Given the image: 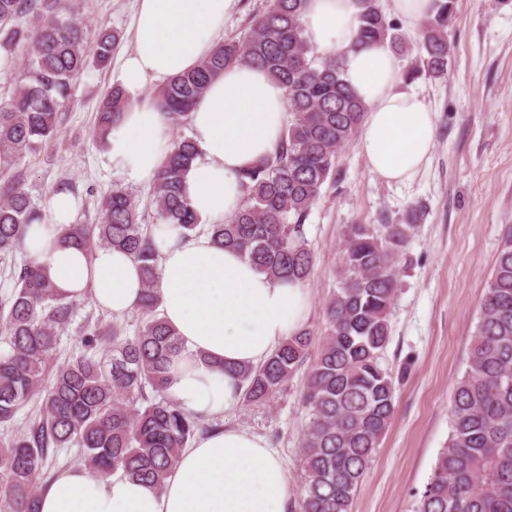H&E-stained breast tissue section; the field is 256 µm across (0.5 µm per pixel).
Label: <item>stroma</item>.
<instances>
[{
  "instance_id": "obj_1",
  "label": "stroma",
  "mask_w": 512,
  "mask_h": 512,
  "mask_svg": "<svg viewBox=\"0 0 512 512\" xmlns=\"http://www.w3.org/2000/svg\"><path fill=\"white\" fill-rule=\"evenodd\" d=\"M87 22V38L119 32L112 65L89 68L73 82L54 144L23 158L25 188L38 207L60 190L79 198L75 221L99 219V200L127 187L145 223H153L149 187L126 185L112 172L95 134L98 107L112 89L117 61L133 36L137 0H72ZM455 49L444 79L421 77L407 88L436 114L434 148L426 167L407 183L373 175L357 144L340 152L336 178L323 186L304 229L315 255L305 286L312 295L307 326L317 355L325 304L336 289L338 243L348 225L398 222L409 210L418 228L401 259V291L391 310L392 334L382 364L404 373L395 391L396 416L359 485L352 512H414L437 454L448 442L449 401L466 368L506 225L512 224V0H458L452 28ZM112 315L84 298L73 324L59 333L58 360L79 354L85 319ZM308 366L264 404L239 406L224 427L263 436L283 456L292 488L302 474L300 441L309 419L303 402Z\"/></svg>"
}]
</instances>
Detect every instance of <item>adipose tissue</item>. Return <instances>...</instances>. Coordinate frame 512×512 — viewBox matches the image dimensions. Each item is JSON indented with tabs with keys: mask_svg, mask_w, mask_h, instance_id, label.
<instances>
[{
	"mask_svg": "<svg viewBox=\"0 0 512 512\" xmlns=\"http://www.w3.org/2000/svg\"><path fill=\"white\" fill-rule=\"evenodd\" d=\"M234 0H137L132 46L118 85L131 99L108 138L106 157L133 185L152 183L175 143L166 110L145 100L150 81L194 68L217 47ZM353 0H308L303 25L324 54L343 59L344 79L366 106L358 147L370 172L411 181L429 161L436 116L417 94L401 90L397 57L384 44L357 41ZM190 135L199 155L183 191L204 223L220 224L241 202L244 170L270 157L287 120L284 87L248 64L225 69L190 110ZM73 195L47 203L50 220L29 225L21 248L68 300L93 296L115 315L136 309L142 293L138 263L127 253H94L61 243L56 226L72 224ZM158 291L165 320L178 332L166 393L185 411L211 420L241 402L234 368L262 363L287 337L304 328L311 298L298 282L274 281L239 252L208 234L156 230ZM292 496L277 449L239 429L211 432L183 448L164 487L122 470L96 477L73 466L43 484L39 512H288Z\"/></svg>",
	"mask_w": 512,
	"mask_h": 512,
	"instance_id": "ef3b65f1",
	"label": "adipose tissue"
}]
</instances>
